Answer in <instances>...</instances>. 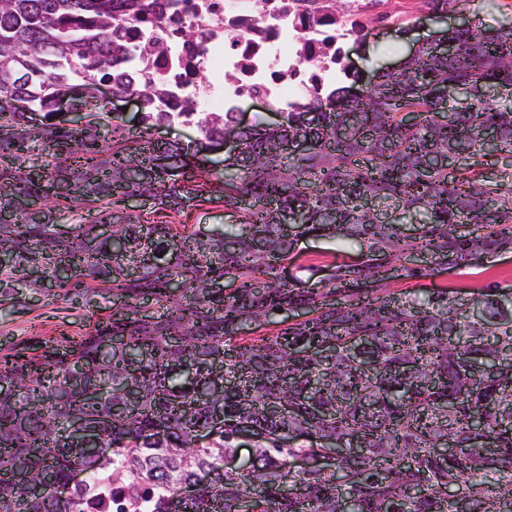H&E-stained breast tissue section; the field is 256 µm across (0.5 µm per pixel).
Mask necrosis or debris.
<instances>
[{
	"label": "necrosis or debris",
	"mask_w": 512,
	"mask_h": 512,
	"mask_svg": "<svg viewBox=\"0 0 512 512\" xmlns=\"http://www.w3.org/2000/svg\"><path fill=\"white\" fill-rule=\"evenodd\" d=\"M362 11L344 19L320 0H168L160 20L114 31L125 53L116 72L151 96L158 112L192 107L187 124L239 111L248 101L273 110L300 105L345 65Z\"/></svg>",
	"instance_id": "necrosis-or-debris-1"
}]
</instances>
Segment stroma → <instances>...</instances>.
<instances>
[{"label":"stroma","mask_w":512,"mask_h":512,"mask_svg":"<svg viewBox=\"0 0 512 512\" xmlns=\"http://www.w3.org/2000/svg\"><path fill=\"white\" fill-rule=\"evenodd\" d=\"M440 12L437 0H385L369 22L366 40L345 47L350 71L365 83L378 69L402 63L438 29L434 17ZM134 214L144 224H169L179 219L203 232L222 229L236 220L233 211L207 202L198 203L179 217L154 205L135 208ZM348 256V250L339 241L308 236L298 242L294 261L285 274L299 277L302 287L313 288L326 277L331 266L342 264ZM495 284H512V252L488 256L450 273L441 271L429 277L396 281L392 288L423 294L443 288L479 290ZM111 312L112 296L108 293L101 295L93 307L82 298L60 296L52 289H18L0 294V349L12 348L28 354L60 335H84Z\"/></svg>","instance_id":"obj_1"}]
</instances>
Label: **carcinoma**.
Returning <instances> with one entry per match:
<instances>
[{
	"label": "carcinoma",
	"mask_w": 512,
	"mask_h": 512,
	"mask_svg": "<svg viewBox=\"0 0 512 512\" xmlns=\"http://www.w3.org/2000/svg\"><path fill=\"white\" fill-rule=\"evenodd\" d=\"M142 10V0H0V96L26 95L43 113L34 125L0 112V252L12 257L0 291L38 288L36 271L61 290L122 299L78 344L0 356V512H95L100 494L132 482L157 490L153 512H458L462 499L512 512V285L379 295L389 267L398 281L427 276L408 266L415 254L437 268L512 251V105L448 99L454 83L512 89V30H442L434 40L457 42L453 56L422 46L404 73L378 70L339 104L344 88H317L315 113L283 112L276 126L226 122L185 144L116 125L107 140L91 89L112 76L118 12ZM76 72L85 91L71 105L85 121L66 127L54 101ZM229 133L240 151L215 176L205 150ZM294 141L308 152L283 149ZM461 144L471 161L451 169ZM133 193L176 215L222 203L237 223L210 235L143 224L126 213ZM87 206L99 221L60 228L61 209ZM413 212L424 220L407 236L393 215ZM306 236L357 252L324 285L299 288L280 269ZM224 281L229 294L215 287ZM297 308L308 317L244 336ZM217 413L224 431L197 445ZM74 418L92 445L68 433ZM241 425L258 438L252 470L205 483ZM329 443L334 469L285 468ZM445 443L458 452L439 456ZM73 465L97 473L95 492L26 495L43 472L61 482ZM182 484L195 495L178 497Z\"/></svg>",
	"instance_id": "obj_1"
}]
</instances>
